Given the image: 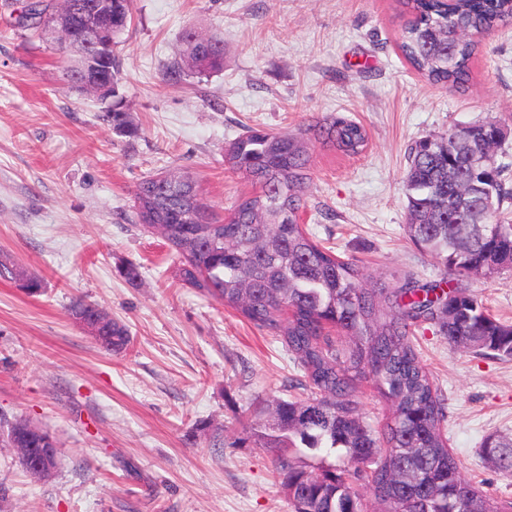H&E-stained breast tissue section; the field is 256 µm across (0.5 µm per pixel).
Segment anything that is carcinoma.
<instances>
[{
  "label": "carcinoma",
  "instance_id": "1",
  "mask_svg": "<svg viewBox=\"0 0 512 512\" xmlns=\"http://www.w3.org/2000/svg\"><path fill=\"white\" fill-rule=\"evenodd\" d=\"M398 2L411 15L400 34L401 53L433 84L465 86L475 36L512 20V0ZM132 4L112 0L114 37L126 30ZM183 41L197 74L223 68V40L210 37L203 45L187 31ZM121 103L116 78L112 105L99 120L132 134ZM502 128L497 120L455 127L411 148L405 231L441 267L439 279L425 282L408 274L369 286L356 261L317 243L300 224L310 180L305 136L346 154L365 147L364 128L343 116L297 133L251 127L231 142L224 161L256 190L222 220L187 173L160 172L136 186L137 222L179 255L180 279L271 332L302 373L298 385L307 397L278 404L266 446L295 512H367L355 482L372 492L376 512H512V502L479 492L462 476L442 431L447 399L413 341L415 329L429 325L453 347L512 359V325L463 284L473 272L512 269V222L502 211L512 200L504 187L509 166L474 169L456 146L462 137L477 147L495 145ZM456 175L472 192L492 194L493 210L471 212ZM129 341L128 328L118 321L97 339L110 352ZM364 383L389 404L381 424L361 412L358 389ZM28 447L58 455L46 429ZM482 452L499 470L512 471V433L487 436Z\"/></svg>",
  "mask_w": 512,
  "mask_h": 512
}]
</instances>
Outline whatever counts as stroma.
I'll list each match as a JSON object with an SVG mask.
<instances>
[{
  "instance_id": "obj_1",
  "label": "stroma",
  "mask_w": 512,
  "mask_h": 512,
  "mask_svg": "<svg viewBox=\"0 0 512 512\" xmlns=\"http://www.w3.org/2000/svg\"><path fill=\"white\" fill-rule=\"evenodd\" d=\"M21 9L0 0V259L45 290L0 278V418L49 430L60 454L40 479L0 443V512H293L242 426L303 398L297 366L270 332L180 280L178 256L139 227L134 190L179 168L224 216L255 190L225 164V145L249 127L287 132L342 114L367 144L347 155L309 137L303 224L371 279L438 278L404 229L408 154L459 124L512 130V22L478 36L460 91L404 61L409 16L396 0H134L113 54L129 136L99 121L101 102L29 38ZM187 29L223 39L224 68L173 83L165 71ZM465 283L512 323V270ZM77 299L128 327L126 349H102L71 319ZM414 342L448 400L463 477L512 501V472L480 454L485 436L512 431V360L455 349L428 328Z\"/></svg>"
}]
</instances>
